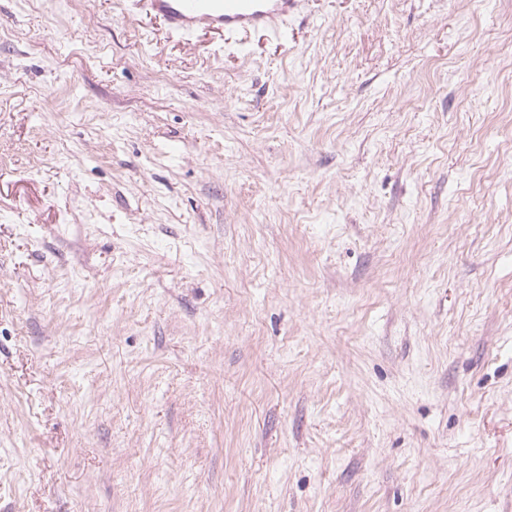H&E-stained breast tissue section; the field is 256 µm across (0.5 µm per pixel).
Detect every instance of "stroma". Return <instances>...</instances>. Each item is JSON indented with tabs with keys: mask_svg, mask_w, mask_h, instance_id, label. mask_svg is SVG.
<instances>
[{
	"mask_svg": "<svg viewBox=\"0 0 512 512\" xmlns=\"http://www.w3.org/2000/svg\"><path fill=\"white\" fill-rule=\"evenodd\" d=\"M0 512H512V0H0ZM170 32L247 36L268 32L280 36L301 0H134Z\"/></svg>",
	"mask_w": 512,
	"mask_h": 512,
	"instance_id": "stroma-1",
	"label": "stroma"
}]
</instances>
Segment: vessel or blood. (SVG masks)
<instances>
[{"mask_svg": "<svg viewBox=\"0 0 512 512\" xmlns=\"http://www.w3.org/2000/svg\"><path fill=\"white\" fill-rule=\"evenodd\" d=\"M170 32L246 36L282 34L302 0H136Z\"/></svg>", "mask_w": 512, "mask_h": 512, "instance_id": "1", "label": "vessel or blood"}]
</instances>
